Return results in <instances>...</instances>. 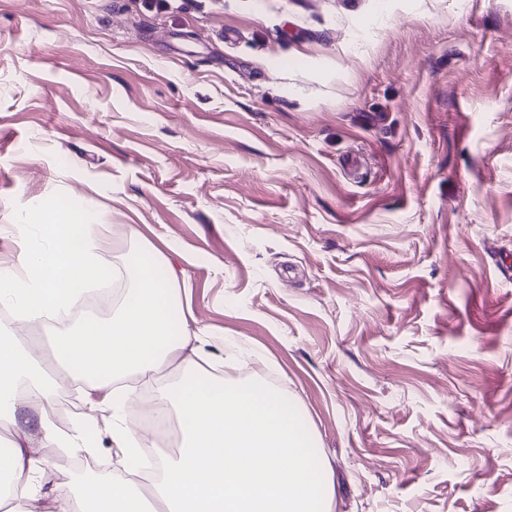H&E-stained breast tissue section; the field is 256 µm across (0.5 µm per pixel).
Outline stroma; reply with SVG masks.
<instances>
[{
    "label": "stroma",
    "mask_w": 512,
    "mask_h": 512,
    "mask_svg": "<svg viewBox=\"0 0 512 512\" xmlns=\"http://www.w3.org/2000/svg\"><path fill=\"white\" fill-rule=\"evenodd\" d=\"M42 203L179 250L178 326L298 398L334 512H512V0H0V263ZM58 400L64 482L113 471L104 391Z\"/></svg>",
    "instance_id": "obj_1"
}]
</instances>
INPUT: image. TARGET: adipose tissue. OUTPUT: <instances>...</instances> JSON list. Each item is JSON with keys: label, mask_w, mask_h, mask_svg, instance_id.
Instances as JSON below:
<instances>
[{"label": "adipose tissue", "mask_w": 512, "mask_h": 512, "mask_svg": "<svg viewBox=\"0 0 512 512\" xmlns=\"http://www.w3.org/2000/svg\"><path fill=\"white\" fill-rule=\"evenodd\" d=\"M20 246L19 267L0 265V304L15 323H0V432L13 436L0 452V478L18 504L37 499L45 470L35 447L93 451L86 423L57 428L48 405L59 383L42 369L45 360L34 336L21 324L67 315L90 286L120 276L127 289L111 318H84L60 335L53 350L67 375L104 389L117 420L112 425L116 473L92 477L74 487H49L58 512H332L334 488L313 465L296 400L261 377L227 380L205 374L200 357L206 334L175 333L168 306L175 302L186 272L166 255L144 267L122 255L105 260L102 225L94 214H61L54 206L18 210L12 226ZM172 382H163L167 371ZM156 379L152 399L162 420H174L180 444L159 459L154 475L136 484L124 474L133 465L130 429L144 407L126 379ZM44 410L31 417L30 402Z\"/></svg>", "instance_id": "adipose-tissue-1"}]
</instances>
